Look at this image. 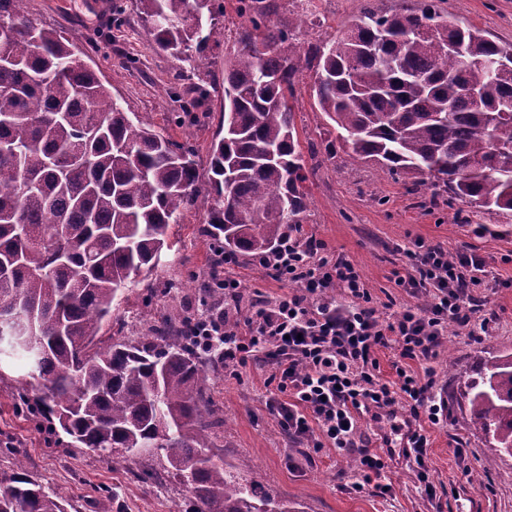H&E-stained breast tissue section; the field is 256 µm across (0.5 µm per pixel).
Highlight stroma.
<instances>
[{
    "mask_svg": "<svg viewBox=\"0 0 512 512\" xmlns=\"http://www.w3.org/2000/svg\"><path fill=\"white\" fill-rule=\"evenodd\" d=\"M422 0H310L321 26L301 32L309 44H319L346 29L364 8L391 12L404 2ZM26 11L46 26L64 34L89 54L103 83L126 111L145 122L166 128L176 141H190L199 166H206L209 150L221 122L224 95V59L237 45L240 20L227 11L216 36L207 67L199 76L213 91L205 111L183 116L170 97V79L179 63L156 48L136 13L133 0H24ZM450 17L483 30L491 39L512 43V0H443ZM310 76L297 90L296 123L301 143L322 144L329 127L316 112L309 94ZM313 174L307 222L299 240L324 242L328 254L351 262L373 298L381 316L395 317L406 308H424L431 301L428 289L397 285L395 274L408 268L407 253L417 243L439 245L449 255L474 254L485 262L484 285L476 289L480 302L477 320L488 323L480 340L467 329L449 324L432 363L411 362L416 373L434 371V395L447 399L448 417L440 424L423 422L430 440L427 465L436 486L445 495L442 510H434L421 492L403 459L392 462L387 473L390 492L373 487L354 490L357 470L349 469L351 452L327 447L312 462L299 463L300 446L288 438L276 415L267 407L265 380L269 370L250 363L230 377L223 367L209 372L214 407L223 417L215 442L239 475L256 479L297 512H512V458L491 465L489 445L469 426L460 400L482 358L512 353V211H479L461 203H445L429 187L407 193L388 171L348 161L345 155L325 154L305 160ZM206 203L185 213L173 233L181 250L174 264H161L153 278L159 288L181 284L180 293L143 303L130 292L112 314L140 330L154 315L172 306L193 314L203 298L191 281L211 272L213 241L202 231ZM244 297L288 292L287 284L267 277L257 260L237 258L233 268ZM39 383L20 362L0 363V475L10 474L15 461H24L30 475L42 485L61 490L68 512H185L186 488L177 481L161 485L138 479L141 468L165 471V457L111 459L85 448L72 447L63 432H51L47 419L19 406L20 393L35 397ZM469 448L468 457L456 454Z\"/></svg>",
    "mask_w": 512,
    "mask_h": 512,
    "instance_id": "35a3bbf8",
    "label": "stroma"
}]
</instances>
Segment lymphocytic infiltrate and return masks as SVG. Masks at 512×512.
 I'll return each mask as SVG.
<instances>
[{
  "mask_svg": "<svg viewBox=\"0 0 512 512\" xmlns=\"http://www.w3.org/2000/svg\"><path fill=\"white\" fill-rule=\"evenodd\" d=\"M412 269L398 276V284L411 288L430 284L432 300L423 309L409 308L392 320L377 316L371 296L349 261L333 258L316 240L284 241L274 256L260 261L265 274L288 282L292 291L243 299L239 282L230 274L234 258H224V307L218 312L193 315L199 343L217 347L229 375L248 361L267 362L271 372L267 404L282 429L302 443L300 456L331 446L357 451L363 484L379 482L395 456L393 448L365 445L358 427L364 415L380 418L384 408L404 404L413 420L439 424L445 403L431 393L433 370L417 374L405 360L432 361L448 323L470 326L478 311L472 294L480 279L474 270L482 259L449 256L437 245H420ZM341 292L344 302L330 300ZM393 349L395 381L383 379L375 356L378 349ZM403 458L429 500L437 492L426 464L429 440L422 429L411 430Z\"/></svg>",
  "mask_w": 512,
  "mask_h": 512,
  "instance_id": "obj_1",
  "label": "lymphocytic infiltrate"
}]
</instances>
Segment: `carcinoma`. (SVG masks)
Listing matches in <instances>:
<instances>
[{
  "label": "carcinoma",
  "mask_w": 512,
  "mask_h": 512,
  "mask_svg": "<svg viewBox=\"0 0 512 512\" xmlns=\"http://www.w3.org/2000/svg\"><path fill=\"white\" fill-rule=\"evenodd\" d=\"M155 44L197 76L224 22V0H135ZM278 0H236L245 23L224 62V135L205 171L195 149L137 123L63 34L0 0L15 16L0 33V356L41 379L34 407L78 448L107 457L163 454L192 495L190 512H296L226 466L206 387L218 356L193 340L189 317L161 312L128 337L112 309L147 298L173 226L208 202L204 232L230 255L270 256L305 221L309 179L293 101L310 97L340 151L373 161L434 197L512 210V45L448 20L435 0L361 12L345 31L303 46L302 24L273 21ZM119 340H103L106 326ZM469 425L512 457V354L483 361L463 393ZM0 512H66L25 470L0 477Z\"/></svg>",
  "instance_id": "1"
}]
</instances>
